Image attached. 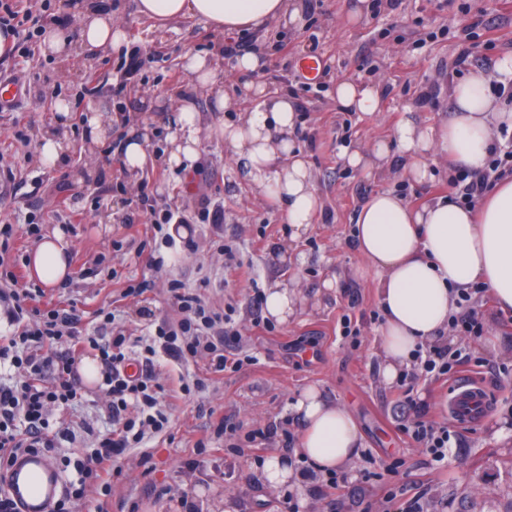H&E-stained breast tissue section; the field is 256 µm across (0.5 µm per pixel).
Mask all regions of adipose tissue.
Instances as JSON below:
<instances>
[{
	"label": "adipose tissue",
	"instance_id": "1",
	"mask_svg": "<svg viewBox=\"0 0 512 512\" xmlns=\"http://www.w3.org/2000/svg\"><path fill=\"white\" fill-rule=\"evenodd\" d=\"M138 12L159 24L197 17L215 32L258 30L268 24H298L300 0H137ZM74 17L83 44L90 49L122 52L126 33L119 20L89 0H80ZM185 67L192 79L176 97L169 117L163 160L169 169L186 170L199 155L204 117L196 97H213L219 111L232 113L217 126L230 156L244 159L252 183L274 199L289 225L290 240L302 239L323 204L314 190V174L298 142L299 115L287 91H267L250 81L238 92L224 90L219 55L189 54ZM512 81V53L500 57L494 73L480 69L451 85L447 119L435 126L402 120L390 140L343 147L345 164L374 175L385 171L392 155L404 159L402 174L416 183L429 179L423 158L433 154L471 172L482 171L491 150L512 132V111L502 109L492 93L493 81ZM336 103L346 112L372 114L381 105L377 86L337 83ZM256 97L257 108H244ZM354 238L365 270L376 281L384 317L379 330L380 373L396 382L417 349L444 343L461 289L484 285L497 311H512V178L499 181L476 207L439 199L414 208L390 191L371 195L360 207ZM69 244L65 235H43L27 256V268L44 286L69 279ZM265 312L285 325L301 311L305 297L297 287L275 283L264 290ZM302 425L296 448L271 453L255 468L256 480L269 491L301 485L300 461L328 473L350 466L363 447L361 431L343 405L314 386L306 387L289 406Z\"/></svg>",
	"mask_w": 512,
	"mask_h": 512
}]
</instances>
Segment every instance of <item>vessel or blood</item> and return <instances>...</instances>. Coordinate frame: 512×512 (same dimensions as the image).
<instances>
[{
    "mask_svg": "<svg viewBox=\"0 0 512 512\" xmlns=\"http://www.w3.org/2000/svg\"><path fill=\"white\" fill-rule=\"evenodd\" d=\"M24 89L0 76V110L18 106ZM491 400L483 385L471 379L455 383L448 394V414L457 423L476 424L488 414ZM5 484L20 512H50L61 491L62 479L51 460L41 452L18 455L5 474Z\"/></svg>",
    "mask_w": 512,
    "mask_h": 512,
    "instance_id": "obj_1",
    "label": "vessel or blood"
}]
</instances>
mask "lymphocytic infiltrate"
Segmentation results:
<instances>
[{
    "label": "lymphocytic infiltrate",
    "instance_id": "1",
    "mask_svg": "<svg viewBox=\"0 0 512 512\" xmlns=\"http://www.w3.org/2000/svg\"><path fill=\"white\" fill-rule=\"evenodd\" d=\"M508 174L512 175V164L496 158L484 171L456 178L452 186L457 197L473 207ZM168 292L177 319L162 320L150 334L135 338L119 326L109 307L95 311L96 323L89 329L75 301L42 309L38 306L42 288L0 289V316L8 326L0 334V368L8 369L11 376L10 382H0V469L25 451L54 452L60 436L50 422L51 408L63 409L82 399L76 360L92 350L100 364L107 397L103 411L112 427L104 433L86 427L93 446L78 456L65 475L63 494L53 503L52 512H70L73 501H87L99 490L110 492L113 478L122 473L126 454L166 433L176 401L202 391L197 378L180 379L173 388L160 383L158 360L182 367L202 358L213 374L242 366V358L233 351L240 336L235 307L213 311L195 289L176 280ZM416 361L431 378L444 379L468 368L472 358L462 346L453 350L435 347L417 353ZM400 431L422 449L427 464L447 458L451 445L447 422L436 421L421 410Z\"/></svg>",
    "mask_w": 512,
    "mask_h": 512
}]
</instances>
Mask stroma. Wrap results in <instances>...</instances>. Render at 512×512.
Instances as JSON below:
<instances>
[{"mask_svg":"<svg viewBox=\"0 0 512 512\" xmlns=\"http://www.w3.org/2000/svg\"><path fill=\"white\" fill-rule=\"evenodd\" d=\"M95 2L123 22L130 50L155 52L159 59L140 76L127 79L123 57L82 47L72 19L62 30L73 46L70 55L43 56L35 39L27 58L0 54V75L28 88L22 104L0 112V225L17 230L10 251L0 255V267L14 272L20 282L30 281L26 257L38 235L24 233V225L36 224L38 234L62 230L72 244V275L65 287L47 289L53 302L73 299L88 312L109 304L121 309L126 327L136 334L151 323L175 318L168 288L176 278L198 289L215 310L236 304L239 351L248 358L238 371L212 375L205 360L189 363V374L206 380L201 401L179 403L167 434L129 451L121 462V477L103 499L107 512H126L133 502L138 512H178L176 504L185 497L211 512L228 492L235 495L239 512H281V493L266 491L250 472L259 461L258 451L246 447L225 456L223 441L213 436L214 418H232L240 435H247L283 421L290 402L312 384L352 412L364 433L365 450L378 464L399 459L410 466L411 475L388 503L384 497L389 483L364 478V462L355 460L346 471L350 490L343 497L324 496L322 474L297 488L299 500L306 504L304 512H401L414 498L424 512H507L512 507V325L504 324L494 304L483 307V335L468 346L478 362V377L492 397V410L480 425L453 426L459 446L430 469L422 450L399 431L412 418L397 404L400 387L384 384L380 377L374 277L353 276L364 264L352 240L361 204L386 190L414 206L452 195L448 165L427 157L433 177L416 184L401 177L400 156H393L390 175L375 177L346 168L338 152L343 145L390 138L406 115L425 126L445 118L451 107L448 88L461 77L454 61L462 46H478L487 70L502 54L512 52V0L507 5L501 0H367L368 9L356 21L350 17L355 0H316L305 9L300 27L275 24L263 32L221 38L193 17L156 28L138 13L135 0ZM242 40L249 51L265 56L252 81L273 91L291 90L298 103L299 145L312 164L324 208L315 215L309 235L295 243L288 240L279 206L249 181L243 161L226 154L214 129L223 115L213 98L202 95L196 100L208 127L194 168L173 172L160 158L172 98L191 81L184 55L214 51L220 41ZM312 53L330 72L304 86L299 81L301 61ZM345 80L380 87L379 112L339 110L334 87ZM123 81L126 92L116 94L115 86ZM61 100L70 104L69 153L63 164L45 170L33 162L34 142L41 131L57 126L56 104ZM104 106L120 118L113 142L137 135L146 122L157 131L148 147L154 161L138 185L130 184L119 155L105 153L100 146L88 150L82 137V114ZM205 207L223 209V224L202 219ZM169 210L188 218L196 249L191 254L178 247L164 250L165 264L158 269L147 222L150 213ZM228 238L236 240L244 261L252 262V275H226L220 247ZM287 247L294 261L273 263L272 252ZM332 273L340 287L322 296L317 307L303 310L287 325L276 323L263 332L252 327L246 314L252 285L279 282L319 294ZM146 279L151 285L138 300L123 298L125 288ZM348 312L362 320L357 347L341 336V317ZM82 391L81 405L52 411L50 420L57 430L76 431L85 422L105 428L100 387L86 382ZM202 439L208 442V468L187 475L182 463L196 455ZM145 452L155 463L147 477L140 466ZM156 484L167 487V495H154Z\"/></svg>","mask_w":512,"mask_h":512,"instance_id":"stroma-1","label":"stroma"}]
</instances>
